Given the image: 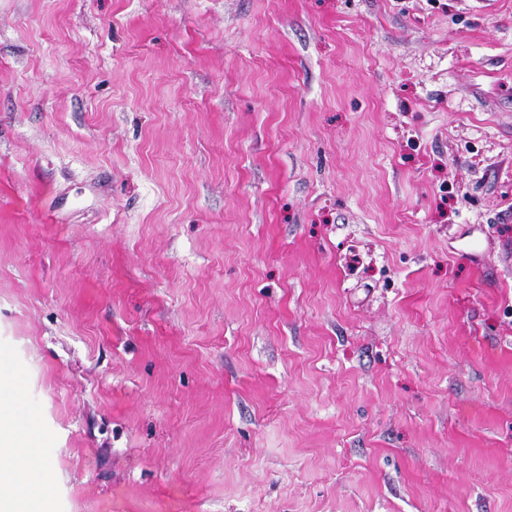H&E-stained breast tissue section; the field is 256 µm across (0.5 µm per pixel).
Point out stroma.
<instances>
[{"label": "stroma", "instance_id": "1", "mask_svg": "<svg viewBox=\"0 0 512 512\" xmlns=\"http://www.w3.org/2000/svg\"><path fill=\"white\" fill-rule=\"evenodd\" d=\"M43 512H512V0H0V386Z\"/></svg>", "mask_w": 512, "mask_h": 512}]
</instances>
